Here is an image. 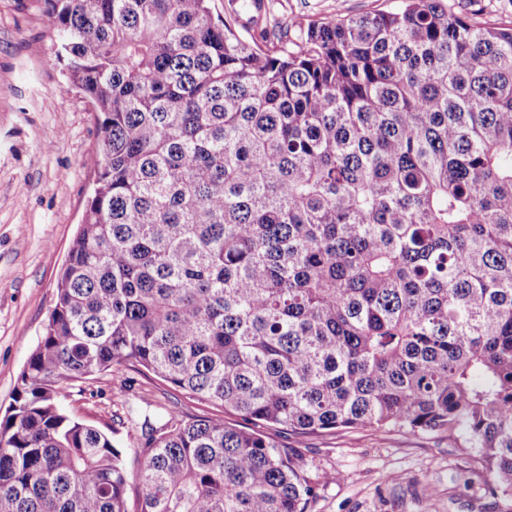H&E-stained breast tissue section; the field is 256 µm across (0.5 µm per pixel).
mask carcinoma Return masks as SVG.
<instances>
[{
    "label": "carcinoma",
    "instance_id": "1",
    "mask_svg": "<svg viewBox=\"0 0 512 512\" xmlns=\"http://www.w3.org/2000/svg\"><path fill=\"white\" fill-rule=\"evenodd\" d=\"M37 2L101 165L0 418V512H127L122 450L58 403L121 366L254 425L144 416L140 512H308L266 425L457 431L512 503V28Z\"/></svg>",
    "mask_w": 512,
    "mask_h": 512
}]
</instances>
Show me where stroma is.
<instances>
[{
    "label": "stroma",
    "mask_w": 512,
    "mask_h": 512,
    "mask_svg": "<svg viewBox=\"0 0 512 512\" xmlns=\"http://www.w3.org/2000/svg\"><path fill=\"white\" fill-rule=\"evenodd\" d=\"M398 0H265L262 22L308 24L387 10ZM56 32L35 0H0V416L41 339L56 284L97 176L100 131L89 101L69 87ZM61 407L117 430L126 467L137 472L139 420L177 410L244 427L236 413L192 399L148 372L121 370L65 389ZM124 425H115L116 417ZM266 435L299 449L321 478L309 512H506L485 490L478 462L448 432L348 429Z\"/></svg>",
    "instance_id": "35a3bbf8"
}]
</instances>
